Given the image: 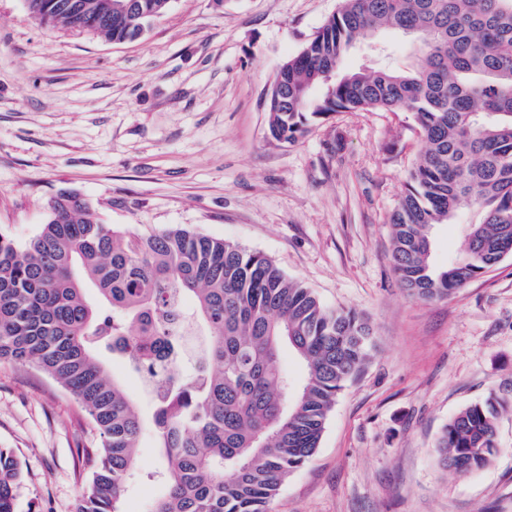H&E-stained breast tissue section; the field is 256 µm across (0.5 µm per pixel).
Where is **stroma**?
I'll return each instance as SVG.
<instances>
[{"mask_svg":"<svg viewBox=\"0 0 512 512\" xmlns=\"http://www.w3.org/2000/svg\"><path fill=\"white\" fill-rule=\"evenodd\" d=\"M338 6L172 0L116 43L0 0V235L30 240L71 190L130 233L182 226L260 251L325 306L364 316L370 358L271 512H512V410L487 468L458 476L435 462L450 417L512 390V257L448 299L401 287L390 218L422 149L411 113L336 112L290 141L269 133L279 66ZM408 60V38L385 31L358 39L342 68ZM98 442L60 384L0 359V448L24 472L17 512H74L89 478L79 450ZM163 468L145 428L124 512L164 494Z\"/></svg>","mask_w":512,"mask_h":512,"instance_id":"obj_1","label":"stroma"}]
</instances>
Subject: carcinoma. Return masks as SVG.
<instances>
[{"label":"carcinoma","mask_w":512,"mask_h":512,"mask_svg":"<svg viewBox=\"0 0 512 512\" xmlns=\"http://www.w3.org/2000/svg\"><path fill=\"white\" fill-rule=\"evenodd\" d=\"M25 2L55 29L124 42L171 0ZM341 2L280 66L288 85L272 87L269 132L289 139L332 112L413 113L423 148L391 217L393 265L412 295L448 298L512 257V0ZM383 28L411 37L410 65L329 80L359 37ZM463 208L481 219L464 225L460 253L439 265L433 228ZM49 209L28 242L0 235V358L39 365L99 432V446L83 449L91 477L75 512H122L145 429L138 405L96 356L107 336L153 401L167 492L150 512H269L368 360L366 320L325 307L260 251L183 228L126 233L71 191ZM285 348L304 368L293 395ZM509 408L512 398L492 391L451 417L437 440L439 465L459 475L487 467ZM22 477L0 448V512H16Z\"/></svg>","instance_id":"cac0c4a2"}]
</instances>
